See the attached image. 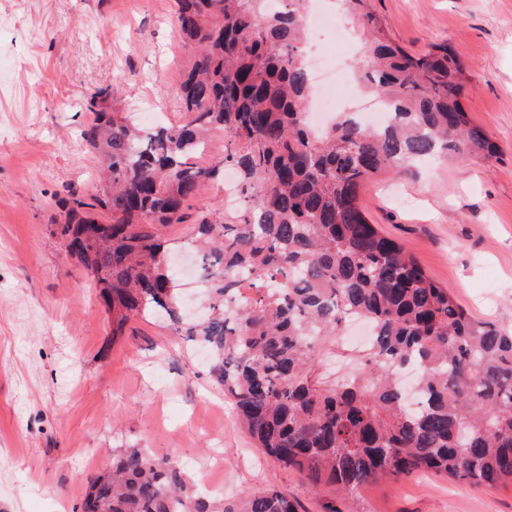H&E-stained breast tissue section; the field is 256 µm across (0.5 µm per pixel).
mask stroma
Returning <instances> with one entry per match:
<instances>
[{
    "label": "stroma",
    "mask_w": 512,
    "mask_h": 512,
    "mask_svg": "<svg viewBox=\"0 0 512 512\" xmlns=\"http://www.w3.org/2000/svg\"><path fill=\"white\" fill-rule=\"evenodd\" d=\"M411 51L444 42L466 65L463 100L499 161L455 159L365 185L371 223L401 242L479 321L512 327V0H372ZM175 0H0V512H76L113 450L176 453L215 494L273 488L326 512L304 476L268 459L211 384L200 351L144 316L113 337L94 279L54 235L66 187L100 165L79 134L86 93L143 128L177 122L194 52ZM357 512H512V485L430 474L378 481Z\"/></svg>",
    "instance_id": "stroma-1"
}]
</instances>
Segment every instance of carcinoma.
Here are the masks:
<instances>
[{
	"mask_svg": "<svg viewBox=\"0 0 512 512\" xmlns=\"http://www.w3.org/2000/svg\"><path fill=\"white\" fill-rule=\"evenodd\" d=\"M177 0L195 52L180 85L183 119L144 132L114 112L110 84L86 96L80 132L104 161L97 193L68 191L57 235L101 286L112 337L163 314L205 348L208 375L258 447L315 492L351 499L379 480L435 473L473 486L512 484V331L476 321L394 239L370 224L362 186L418 164L484 163L500 149L463 106L470 76L443 43L412 54L370 0H342L357 25L359 83L390 113L384 126L342 112L306 119L303 18L309 0ZM224 154L203 164L211 132ZM243 206L203 211L187 244L205 284L202 318L183 320L161 229L224 168ZM374 332L352 355V318ZM80 512H298L275 489L213 500L175 456L122 448L91 481Z\"/></svg>",
	"mask_w": 512,
	"mask_h": 512,
	"instance_id": "1",
	"label": "carcinoma"
}]
</instances>
